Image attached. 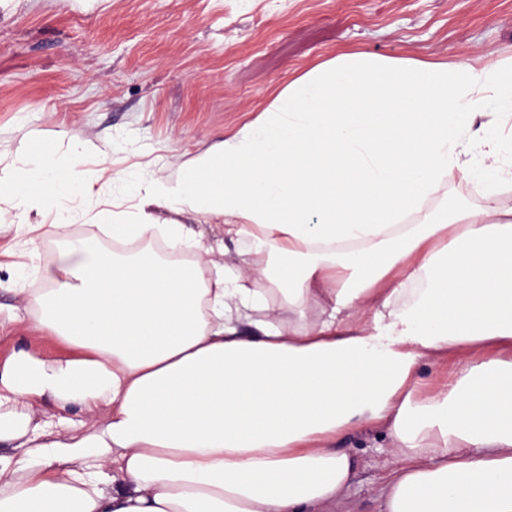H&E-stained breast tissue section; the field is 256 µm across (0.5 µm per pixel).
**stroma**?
<instances>
[{
    "instance_id": "35a3bbf8",
    "label": "stroma",
    "mask_w": 512,
    "mask_h": 512,
    "mask_svg": "<svg viewBox=\"0 0 512 512\" xmlns=\"http://www.w3.org/2000/svg\"><path fill=\"white\" fill-rule=\"evenodd\" d=\"M512 65V0H0V169L52 149L93 180L70 133L106 140L112 168L160 161L173 179L217 136L253 120L272 94L334 56ZM59 132L56 140L46 139ZM0 312L48 285L62 243L0 230ZM64 348L32 321L0 322V363L19 348ZM358 462L346 507L378 512L396 458L380 431L339 443Z\"/></svg>"
}]
</instances>
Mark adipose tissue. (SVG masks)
I'll return each instance as SVG.
<instances>
[{
  "mask_svg": "<svg viewBox=\"0 0 512 512\" xmlns=\"http://www.w3.org/2000/svg\"><path fill=\"white\" fill-rule=\"evenodd\" d=\"M508 86L341 54L176 179L104 156L94 189L48 149L1 170L0 223L65 243L25 312L67 351L0 365L21 447L0 512H335L356 466L337 442L372 428L399 457L385 512H512V133L476 123ZM457 172L482 209L449 208ZM186 215L221 221L235 263L202 264Z\"/></svg>",
  "mask_w": 512,
  "mask_h": 512,
  "instance_id": "adipose-tissue-1",
  "label": "adipose tissue"
}]
</instances>
